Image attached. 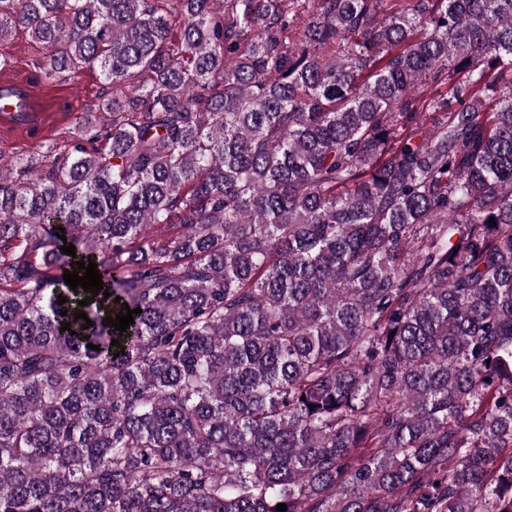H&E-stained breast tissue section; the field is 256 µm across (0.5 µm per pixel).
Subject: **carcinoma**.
<instances>
[{"mask_svg": "<svg viewBox=\"0 0 512 512\" xmlns=\"http://www.w3.org/2000/svg\"><path fill=\"white\" fill-rule=\"evenodd\" d=\"M9 23L112 96L0 167V512H512V0Z\"/></svg>", "mask_w": 512, "mask_h": 512, "instance_id": "cac0c4a2", "label": "carcinoma"}]
</instances>
